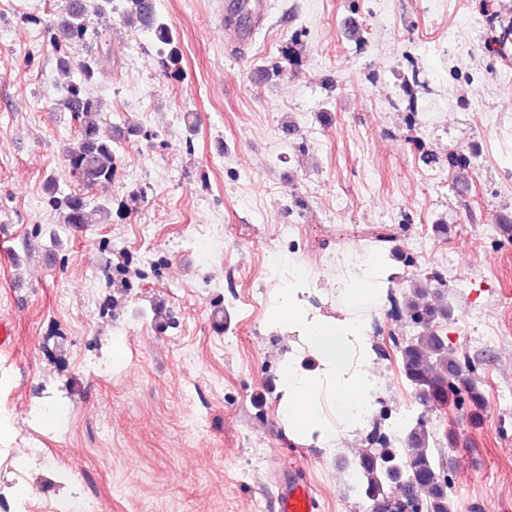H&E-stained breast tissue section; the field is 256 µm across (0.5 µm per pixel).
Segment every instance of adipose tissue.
Instances as JSON below:
<instances>
[{"label":"adipose tissue","mask_w":512,"mask_h":512,"mask_svg":"<svg viewBox=\"0 0 512 512\" xmlns=\"http://www.w3.org/2000/svg\"><path fill=\"white\" fill-rule=\"evenodd\" d=\"M350 268L347 308L339 315L313 304L311 276L300 268L281 281L269 315L273 329L293 335L300 345L299 354L285 356L280 367L282 424L293 441L322 449L368 424L379 388L374 345L350 311L379 307L386 293L376 281L375 264L354 262Z\"/></svg>","instance_id":"obj_1"}]
</instances>
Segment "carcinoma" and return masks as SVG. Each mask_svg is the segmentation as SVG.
I'll use <instances>...</instances> for the list:
<instances>
[{"label": "carcinoma", "instance_id": "cac0c4a2", "mask_svg": "<svg viewBox=\"0 0 512 512\" xmlns=\"http://www.w3.org/2000/svg\"><path fill=\"white\" fill-rule=\"evenodd\" d=\"M122 20L130 26L150 30L159 46L163 70L178 63L172 26L152 9L149 0H124ZM53 47L61 51L72 40L98 41V31L90 25L87 9L75 8L70 0L55 23L50 25ZM112 66L109 55L81 65L80 79L71 84L63 105L74 114L78 135L67 149L69 174L88 188L112 182L116 171L113 142L116 134L104 125L97 101L87 95L85 85L98 79ZM48 206L62 214L64 225L76 231L88 223L90 215L107 224L112 217L109 201H95L81 193L66 191L54 179L47 181ZM48 236L54 252L61 250V239L52 228L34 225L31 238ZM404 312L415 329L412 337L399 347L401 374L416 398L439 407L449 403L466 414L478 426L483 421L486 397L472 376L470 360L448 348L437 327L451 315L448 296L430 292L420 282L406 289ZM457 445L455 431L444 430L437 436L421 419H412L401 446L390 441L358 457L354 469L360 474L357 491L373 502L386 499L394 485H403L412 512H453L451 483L441 471L442 451Z\"/></svg>", "mask_w": 512, "mask_h": 512}]
</instances>
